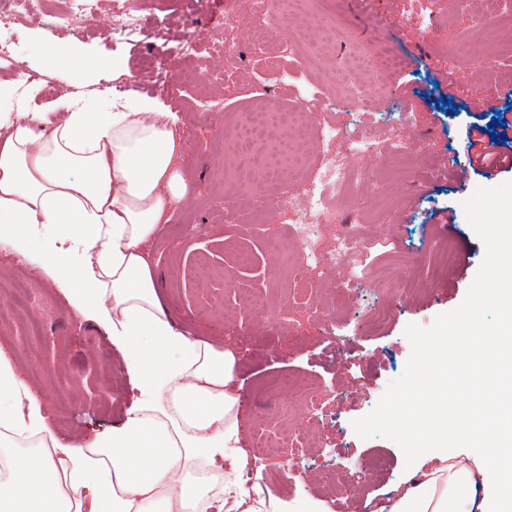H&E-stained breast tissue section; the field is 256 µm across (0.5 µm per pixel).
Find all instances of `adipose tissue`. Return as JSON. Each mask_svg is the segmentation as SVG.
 <instances>
[{
	"label": "adipose tissue",
	"instance_id": "1",
	"mask_svg": "<svg viewBox=\"0 0 512 512\" xmlns=\"http://www.w3.org/2000/svg\"><path fill=\"white\" fill-rule=\"evenodd\" d=\"M35 57L78 81L121 70L58 43ZM39 95L21 79L0 84V247L37 256L74 309L122 344L142 398L90 439L64 442L0 358V512H272L236 473L220 492L196 475L239 443L236 355L174 327L141 250L193 189L176 113L143 95ZM56 110L65 116L53 124ZM500 278L479 293L499 308L496 329L474 307L433 340L413 394L421 411L397 428L422 464L380 512H512L511 263Z\"/></svg>",
	"mask_w": 512,
	"mask_h": 512
}]
</instances>
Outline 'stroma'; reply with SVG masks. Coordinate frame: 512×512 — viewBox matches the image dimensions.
<instances>
[{
	"instance_id": "obj_1",
	"label": "stroma",
	"mask_w": 512,
	"mask_h": 512,
	"mask_svg": "<svg viewBox=\"0 0 512 512\" xmlns=\"http://www.w3.org/2000/svg\"><path fill=\"white\" fill-rule=\"evenodd\" d=\"M230 3L136 0L144 23L165 20L169 45L195 44L170 70L176 91L165 101L186 144L180 164L196 183L143 248L175 327L237 353L232 390L240 399V447L282 430L305 445L299 475L288 474L280 457L249 482L292 512H304L312 500L321 512H335L323 501V468L361 470L355 494L375 508L409 470L408 442L387 414H414L410 392L418 366L432 357L430 339L467 313L478 289L496 285L501 251L481 227L500 221L512 172L478 175L465 143L470 123L492 129L500 118L512 121V69L501 65L512 59V25L494 20L512 15V0H470L465 11L454 0H334L333 30L289 15L278 25L279 38L295 45L280 60L291 76L287 86L256 47L251 12L225 24ZM68 6L44 0L40 14L9 12L15 37L0 61V83L23 71L41 83L44 99L74 91L70 74L44 71L34 56L40 44L64 42L80 53L121 58L127 72L117 85L153 95L157 49L107 32L112 0H99L94 21L75 31L53 25ZM357 53L367 59L364 69L335 91L322 87L321 77ZM372 79L380 92L362 95ZM260 111L302 112L314 127L347 124L370 141L355 154L364 180L344 197L327 191L329 217L318 226L320 244L349 231L364 252L301 268L290 244L291 210L278 207L275 196L287 185L294 208L303 209V186L292 168L275 180L265 169L264 158L280 149L277 139L246 152L238 145L250 113ZM392 136L406 139L405 159L387 152ZM438 206L455 210L451 228L428 221ZM353 269L364 279L347 299L341 289ZM21 276L38 295L34 360L4 343L18 333L10 289ZM340 317L348 324L341 349L329 337ZM1 351L65 442L119 421L141 396L121 345L76 315L38 263L7 249L0 251Z\"/></svg>"
}]
</instances>
